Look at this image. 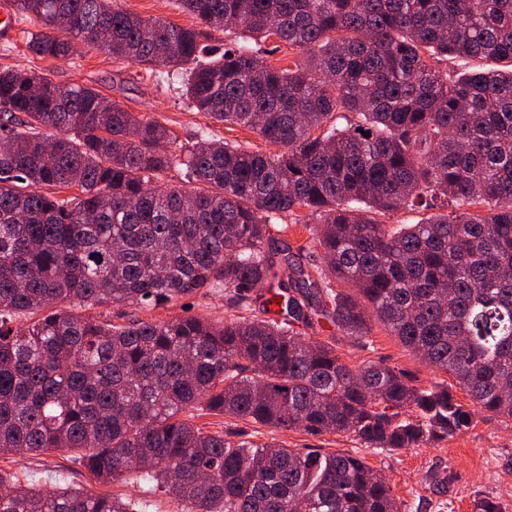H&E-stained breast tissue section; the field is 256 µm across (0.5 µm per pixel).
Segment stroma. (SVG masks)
<instances>
[{
  "label": "stroma",
  "instance_id": "1",
  "mask_svg": "<svg viewBox=\"0 0 512 512\" xmlns=\"http://www.w3.org/2000/svg\"><path fill=\"white\" fill-rule=\"evenodd\" d=\"M17 23V37L0 42V69L32 70L62 87L96 88L103 95L123 102L135 115L150 116L164 123L180 147L206 136L267 150V143L256 133L237 125L214 122L190 108L176 84L167 82L165 67L131 63L87 45L65 60L42 59L32 55L26 46L30 35L40 30L35 18L21 16ZM137 314L153 321L186 315L221 321L231 316L220 292L141 308ZM336 346L350 366L382 362L403 372L417 386L447 378L444 371L426 364L377 323L372 324L368 336L360 339L337 336ZM195 423L212 432L232 428L252 435L254 441L281 444L297 451L313 448L323 454L359 455L370 468L388 479L401 512H476L478 500L485 496L501 502L503 512H512V422L488 414H476L469 429L447 440L394 452L363 447L354 437L344 434L313 437L299 429L276 431L211 414L196 418ZM0 469L15 475L21 483H33L41 489L54 487L56 478L62 477L92 494L120 493L142 502V512H181L180 504L169 496L146 493L142 485L132 480L107 484L92 480L66 450L2 456Z\"/></svg>",
  "mask_w": 512,
  "mask_h": 512
}]
</instances>
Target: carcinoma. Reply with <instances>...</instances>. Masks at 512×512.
Listing matches in <instances>:
<instances>
[{"label":"carcinoma","instance_id":"cac0c4a2","mask_svg":"<svg viewBox=\"0 0 512 512\" xmlns=\"http://www.w3.org/2000/svg\"><path fill=\"white\" fill-rule=\"evenodd\" d=\"M178 3L233 44L211 49L119 0H14L41 24L32 54L64 60L82 41L168 67L194 108L277 151L208 138L163 149L165 124L94 88L0 69V455L74 450L96 481L133 473L182 512H400L357 457L193 419L348 433L392 451L452 437L476 411L512 421V0ZM271 37L303 62L260 61L250 42ZM468 58L508 66H442ZM174 169L193 188L156 185ZM406 209L433 214L383 223ZM287 216L317 220V257L278 244ZM202 290L236 315L114 324L58 308ZM277 297L281 319L269 316ZM371 320L471 406L445 382L349 366L336 334L364 337ZM137 510L0 469V512Z\"/></svg>","mask_w":512,"mask_h":512}]
</instances>
